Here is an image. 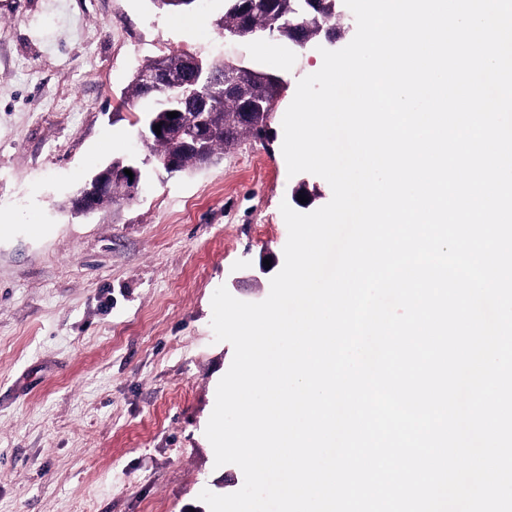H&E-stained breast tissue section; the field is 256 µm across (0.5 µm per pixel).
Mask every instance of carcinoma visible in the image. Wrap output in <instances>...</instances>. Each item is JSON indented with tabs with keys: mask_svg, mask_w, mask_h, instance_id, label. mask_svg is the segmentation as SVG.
Masks as SVG:
<instances>
[{
	"mask_svg": "<svg viewBox=\"0 0 512 512\" xmlns=\"http://www.w3.org/2000/svg\"><path fill=\"white\" fill-rule=\"evenodd\" d=\"M155 8L173 13L189 11L198 0H150ZM337 0H225L222 29L224 34L238 40L248 39V31L264 28L275 23L276 34L281 41L290 42L303 48L311 41L302 32L300 24L305 19H316L321 23L336 15ZM184 53H171L165 56L169 73L189 90H199L209 78L221 83L224 75L239 76L247 93L255 100L266 104L278 98L280 80L241 64H227L222 61L204 63L205 73L197 84H192L191 75L183 67ZM159 69V60L147 59L140 63L125 92V102L145 101L143 122L145 126L161 125V134L152 135L146 143L153 164L161 168L163 162L175 159L176 171L198 168L214 161L224 153V148L232 145L243 135L257 136L255 127H246L237 119L239 100L226 95L219 101L218 115L214 118L216 132L209 138L201 152L186 148L183 138L173 128L167 116L169 107L164 99L155 96L143 83V76Z\"/></svg>",
	"mask_w": 512,
	"mask_h": 512,
	"instance_id": "carcinoma-1",
	"label": "carcinoma"
}]
</instances>
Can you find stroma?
Returning a JSON list of instances; mask_svg holds the SVG:
<instances>
[{"label": "stroma", "mask_w": 512, "mask_h": 512, "mask_svg": "<svg viewBox=\"0 0 512 512\" xmlns=\"http://www.w3.org/2000/svg\"><path fill=\"white\" fill-rule=\"evenodd\" d=\"M223 13L224 0H201L197 37L150 0H0V512H209L202 490L243 485L205 436L233 359L214 340L211 300L222 285L264 300L284 263L281 202L308 213L332 191L289 175L282 153L317 47L226 38ZM170 50L278 76L270 140L193 170L145 163L124 92L138 64ZM109 131L122 140L105 151ZM117 159L139 165L136 196L73 214Z\"/></svg>", "instance_id": "obj_1"}]
</instances>
